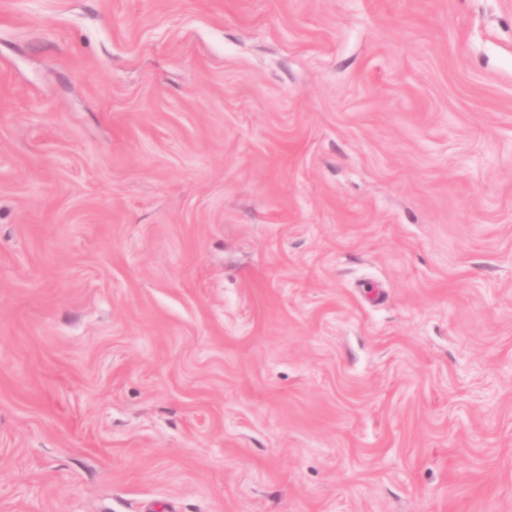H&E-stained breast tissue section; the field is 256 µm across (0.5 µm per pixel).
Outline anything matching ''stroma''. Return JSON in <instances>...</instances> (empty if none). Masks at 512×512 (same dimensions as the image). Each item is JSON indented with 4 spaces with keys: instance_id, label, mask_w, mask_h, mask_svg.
Here are the masks:
<instances>
[{
    "instance_id": "stroma-1",
    "label": "stroma",
    "mask_w": 512,
    "mask_h": 512,
    "mask_svg": "<svg viewBox=\"0 0 512 512\" xmlns=\"http://www.w3.org/2000/svg\"><path fill=\"white\" fill-rule=\"evenodd\" d=\"M0 512H512V0H0Z\"/></svg>"
}]
</instances>
